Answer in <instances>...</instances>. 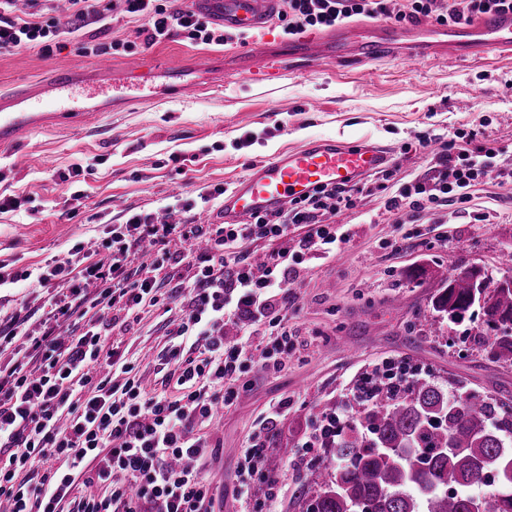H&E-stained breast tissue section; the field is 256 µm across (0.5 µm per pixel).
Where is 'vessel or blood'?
Segmentation results:
<instances>
[{"label":"vessel or blood","mask_w":512,"mask_h":512,"mask_svg":"<svg viewBox=\"0 0 512 512\" xmlns=\"http://www.w3.org/2000/svg\"><path fill=\"white\" fill-rule=\"evenodd\" d=\"M196 6L226 30L250 33L266 27L275 16L280 0H194ZM411 28L383 22L352 23L316 36L292 42L286 56L266 50L242 49L235 58L242 69L267 77L278 74L282 58L314 60H369L398 50L406 59L423 56L431 60L478 59L488 53L512 56V10L492 11L472 23L427 40L411 41ZM93 76L60 70L44 83L0 95V147L14 145L27 133L46 124L69 125L86 122L89 103L118 98L137 102L150 89L143 80L138 59L127 62L131 80H107L111 62L104 57L92 64ZM393 162L392 153L363 142L346 147L324 138L309 139L301 147L254 167L251 173L224 194L221 218L240 224L253 215L282 208L289 200L322 185H350Z\"/></svg>","instance_id":"vessel-or-blood-1"}]
</instances>
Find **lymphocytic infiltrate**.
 <instances>
[{"instance_id": "lymphocytic-infiltrate-1", "label": "lymphocytic infiltrate", "mask_w": 512, "mask_h": 512, "mask_svg": "<svg viewBox=\"0 0 512 512\" xmlns=\"http://www.w3.org/2000/svg\"><path fill=\"white\" fill-rule=\"evenodd\" d=\"M16 2L0 0V55L35 48L53 56L65 49V34L103 21L107 9L103 0H68L64 30L40 0H27L24 12ZM111 6L142 21L147 48L178 36L204 45L247 40L179 0ZM505 6L512 0H281L277 19L283 36L294 37L358 17L455 26ZM499 155L492 146L471 148L466 133L455 132L440 143L441 170L401 183L384 207L398 217L448 201L466 204ZM353 192L321 186L247 224H166L131 210L110 227L104 249L77 242L36 274L0 265V286L26 282L29 302L41 313L34 326L20 313L0 311V502L9 512H215L199 467L214 446L197 431L211 424L218 406L231 404L252 358L253 326L277 330L261 349L272 369L285 368L293 347L277 309L296 275L287 249L257 264L242 247L255 238L281 239L290 225L302 224L299 250H327L337 229L322 218L350 208ZM199 238L209 252L196 257L190 244ZM145 242L154 250L148 263L140 254ZM168 298L186 301L187 312L168 333L169 386L150 390L110 344L112 329L98 314L138 323ZM231 322L243 331L233 344L224 339ZM95 485L108 494L92 493Z\"/></svg>"}]
</instances>
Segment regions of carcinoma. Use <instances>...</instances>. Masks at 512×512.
Here are the masks:
<instances>
[{
  "label": "carcinoma",
  "instance_id": "1",
  "mask_svg": "<svg viewBox=\"0 0 512 512\" xmlns=\"http://www.w3.org/2000/svg\"><path fill=\"white\" fill-rule=\"evenodd\" d=\"M479 268L448 277L434 309L451 322L479 305L485 323L512 327V288L488 287ZM497 360L512 364V334L495 337ZM372 399L334 443L339 463L307 512H470L472 489L497 471L480 496L483 512H512V404L506 397H448L424 378L370 383Z\"/></svg>",
  "mask_w": 512,
  "mask_h": 512
}]
</instances>
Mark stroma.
Segmentation results:
<instances>
[{"instance_id":"obj_1","label":"stroma","mask_w":512,"mask_h":512,"mask_svg":"<svg viewBox=\"0 0 512 512\" xmlns=\"http://www.w3.org/2000/svg\"><path fill=\"white\" fill-rule=\"evenodd\" d=\"M141 21L113 12L71 36L62 53L43 57L23 49L0 55V92L41 82L59 69H83L94 58L84 43L131 42L144 68L181 70L185 92H156L147 105L112 102L111 112L81 125L50 127L0 150V195H19L20 210L0 214V262L32 271L80 240L103 241L107 225L126 211L167 207L180 194L231 190L261 163L308 138L390 146L395 163L364 180L353 207L334 217L342 242L326 257L295 253L297 274L284 324L293 336L288 367L273 373L254 351L237 396L206 433L217 450L202 467L224 512H238L243 450L267 437L296 443L312 433L326 409H340L372 365L405 364L446 393L512 396V365L496 360L493 331L480 308L452 324L432 302L450 274L471 267L491 281L512 277V183L490 171L466 207L451 204L394 223L384 200L400 179L429 167L421 139L468 133L473 145L494 143L512 161V57L435 64L398 57L344 65L320 58L284 67L272 80L233 68L239 43L197 45L174 38L142 48ZM251 145H244L245 136ZM96 162L85 196L73 200L61 181L73 164ZM165 318L116 325L119 341L144 379L160 385L156 360L168 325L183 302L171 300ZM283 403L275 420L270 405ZM337 463L332 448L285 459L268 454L261 468L275 477L278 512H306Z\"/></svg>"}]
</instances>
